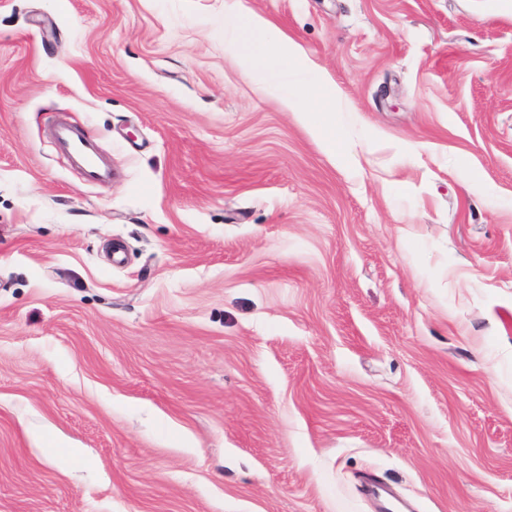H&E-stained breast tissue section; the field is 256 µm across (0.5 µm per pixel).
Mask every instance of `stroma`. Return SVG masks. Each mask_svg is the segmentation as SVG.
<instances>
[{
    "mask_svg": "<svg viewBox=\"0 0 512 512\" xmlns=\"http://www.w3.org/2000/svg\"><path fill=\"white\" fill-rule=\"evenodd\" d=\"M224 3L0 0V512H512V0ZM245 26L259 37L265 48L260 56H254L252 61L253 70L257 66H261L269 69L270 76L278 74L279 71L268 67L267 64L270 60L283 63L287 67L289 62L299 70L309 69L307 58L301 49L282 36L266 19L258 15H250L246 18ZM282 106L298 112L300 119L310 130L321 135L325 128L331 127L336 132V93L325 79L308 82L303 90V105L299 109L294 98L288 93L279 96ZM60 140L67 153L83 168L85 179L89 184H103L108 180V168L91 149V140L84 130L66 129L61 132Z\"/></svg>",
    "mask_w": 512,
    "mask_h": 512,
    "instance_id": "1",
    "label": "stroma"
}]
</instances>
